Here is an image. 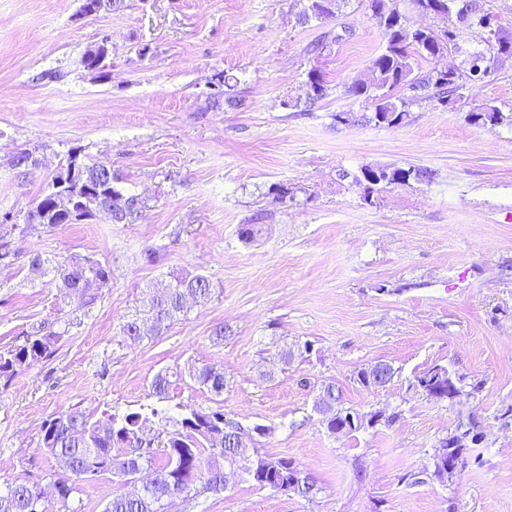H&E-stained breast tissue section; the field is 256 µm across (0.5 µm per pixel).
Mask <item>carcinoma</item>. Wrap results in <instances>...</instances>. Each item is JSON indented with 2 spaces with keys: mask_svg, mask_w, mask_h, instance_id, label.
Segmentation results:
<instances>
[{
  "mask_svg": "<svg viewBox=\"0 0 512 512\" xmlns=\"http://www.w3.org/2000/svg\"><path fill=\"white\" fill-rule=\"evenodd\" d=\"M340 0H307L298 19L328 20L336 16ZM367 8L371 20L382 35L380 51L373 56L367 73L354 79L346 94L365 103L367 111L357 114L350 110L336 112V124L355 123L376 125L402 124L409 117V108L423 101L435 102L443 109L465 104L468 86L493 76L500 65L512 59V28L503 24L500 14L490 7V0H370ZM455 16L458 26L448 32L431 24L442 14ZM478 28L486 49L467 61V68H449L442 74L438 58L458 48L462 30ZM214 104L230 108L240 106V100L230 93V78L219 72L212 76ZM328 82L322 73L313 69L308 74L305 100L291 107L308 112L312 105L328 96ZM468 121L481 126L512 127V111L505 112L496 105H486L468 113ZM377 179L372 184L360 183V174L342 172L352 183L363 187V193L373 195L387 187L407 185L410 181H432L434 172L425 167L375 168ZM85 178L98 182L101 190L85 196L82 208L71 220L82 224L92 220L100 204L112 207L115 223L132 224L140 216L144 198L120 186L121 178L104 163L85 164ZM33 211H28L24 223L13 222V216H0V242L14 233L27 234L37 227L53 229L57 223L45 217L33 223ZM28 268L34 276L54 272L63 296L76 299V310L88 313L100 299L97 282L112 277V268L92 256H75L66 264L51 268L38 254L30 257ZM213 285L202 275L176 276L164 295L151 300L146 310L131 315L122 326V335L132 342H141L146 335L140 329L148 324L157 332L168 329L185 317L188 306L184 297L190 295L195 304L203 305L212 297ZM72 322L60 318L45 319L27 334L21 344L0 350V379L9 382L18 372L47 358L52 348L69 331ZM394 377V368L378 363L357 371V382L369 388L371 380L384 386ZM194 381L217 396L224 393V371L214 366H202L192 373ZM414 386L426 395L440 390L442 400L454 401L460 396L475 395L483 383L465 382L444 365H435L415 376ZM324 407L322 423L337 434L348 417L341 407L342 394L336 384L321 386ZM157 425L156 436L145 439L141 432L146 424ZM245 428L221 409H191L175 415L166 410L144 406L137 411L113 413L105 420H92L84 412L71 408L46 420L41 429L38 447L52 457L58 466L53 482L52 497L42 494L37 481L25 480L0 493V512H75L70 502L77 483L92 481L104 474L136 482L139 475L149 472L137 494L121 493L105 504L102 512H166L165 502L171 497L190 498L201 491L214 495L224 492V467L236 465L248 479L260 488L285 494L291 492L309 498L316 485H304L295 476L299 465L288 457H271L259 453L248 455L241 447ZM479 435V424L473 419L458 420L446 444L436 448L434 476L445 481L466 463L470 452L467 439ZM162 463L154 464L157 457Z\"/></svg>",
  "mask_w": 512,
  "mask_h": 512,
  "instance_id": "obj_1",
  "label": "carcinoma"
}]
</instances>
